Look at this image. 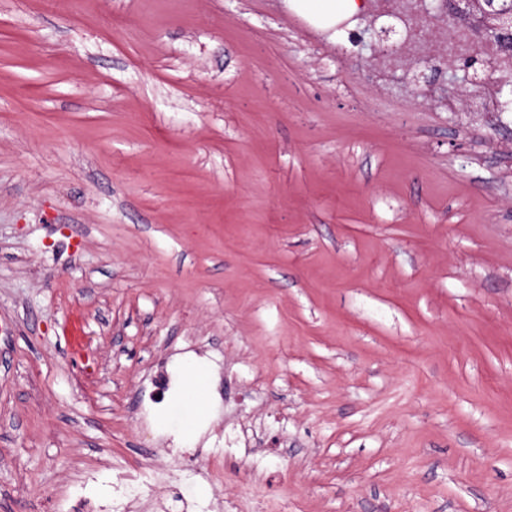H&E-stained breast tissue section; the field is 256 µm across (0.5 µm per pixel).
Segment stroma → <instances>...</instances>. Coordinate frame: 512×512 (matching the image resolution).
I'll return each instance as SVG.
<instances>
[{
    "instance_id": "35a3bbf8",
    "label": "stroma",
    "mask_w": 512,
    "mask_h": 512,
    "mask_svg": "<svg viewBox=\"0 0 512 512\" xmlns=\"http://www.w3.org/2000/svg\"><path fill=\"white\" fill-rule=\"evenodd\" d=\"M348 45L0 0V512H512V114Z\"/></svg>"
}]
</instances>
